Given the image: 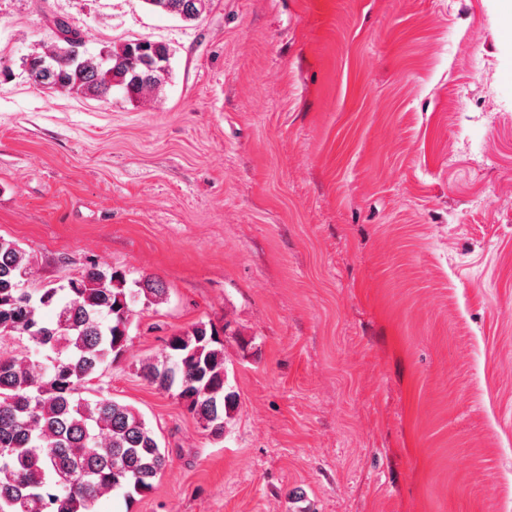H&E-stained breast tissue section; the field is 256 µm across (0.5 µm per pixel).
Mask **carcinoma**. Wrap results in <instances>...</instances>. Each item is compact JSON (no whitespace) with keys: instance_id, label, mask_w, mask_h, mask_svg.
I'll list each match as a JSON object with an SVG mask.
<instances>
[{"instance_id":"1","label":"carcinoma","mask_w":512,"mask_h":512,"mask_svg":"<svg viewBox=\"0 0 512 512\" xmlns=\"http://www.w3.org/2000/svg\"><path fill=\"white\" fill-rule=\"evenodd\" d=\"M207 3L146 0L153 11L185 21L198 19ZM80 40L66 20H53L52 42L33 60L51 55L57 65L39 87L93 96L118 88L130 102L162 93L167 76L156 58L170 53L167 45L135 40L68 58ZM31 273L26 251L0 238V512H96L111 492L128 500L150 492L168 456L143 415L105 393L102 377L126 351L135 305L162 303L167 288L151 276L129 288L125 270L94 266L65 285L32 292L23 287ZM44 309L54 318L42 319ZM229 329L199 321L140 366L144 380L216 438L236 406L226 391ZM92 386L94 398L83 396Z\"/></svg>"}]
</instances>
